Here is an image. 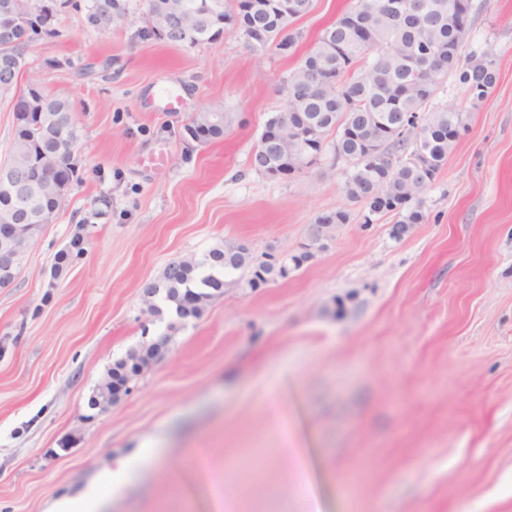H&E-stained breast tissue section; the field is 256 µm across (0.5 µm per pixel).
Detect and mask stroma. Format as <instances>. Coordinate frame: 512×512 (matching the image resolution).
Segmentation results:
<instances>
[{
  "label": "stroma",
  "mask_w": 512,
  "mask_h": 512,
  "mask_svg": "<svg viewBox=\"0 0 512 512\" xmlns=\"http://www.w3.org/2000/svg\"><path fill=\"white\" fill-rule=\"evenodd\" d=\"M119 3L124 27L98 31L90 0H65L28 53L75 106L79 170L0 288V512L105 477L106 512H512V0H472L462 52L492 54L497 81L481 101L452 74L437 87L464 129L399 238L396 215L365 223L332 152L286 180L250 167L284 77L352 0H314L285 55L230 27L172 46L144 36L141 0ZM162 84L184 111L155 108ZM216 107L223 136L193 141ZM337 209L347 222L320 227ZM79 224L83 256L54 273ZM218 244L310 258L255 290L225 272L199 319L142 314L171 261ZM161 334L129 395L90 408L114 361ZM140 445L136 478L116 477ZM250 448L259 473L227 472Z\"/></svg>",
  "instance_id": "35a3bbf8"
}]
</instances>
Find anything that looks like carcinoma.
I'll use <instances>...</instances> for the list:
<instances>
[{"mask_svg": "<svg viewBox=\"0 0 512 512\" xmlns=\"http://www.w3.org/2000/svg\"><path fill=\"white\" fill-rule=\"evenodd\" d=\"M290 0H145L147 14L161 16L168 11L192 13L189 26L175 46H195L218 39L224 21L237 17L234 26L246 47L254 53L275 49L293 50L303 33L293 24L303 15L286 8ZM417 21L410 27L396 22L386 8L387 0H354L350 9L326 26L311 44L300 63L285 80L283 103L266 122L262 138L272 140L279 128L288 143L282 159L269 147L267 160L275 163L271 176L288 177L304 169L309 156L320 157L325 141L311 142L303 136L301 122L313 123L322 132L336 131L334 154L350 163L344 190L351 202L368 207L365 223L390 212L402 213L404 205L416 203L430 187L445 164L456 140L459 117L446 108L426 111L440 79L459 72V80L481 101L496 81V66L487 53H472L461 61V49L469 33V19L458 13L459 0H416ZM27 0H0V22L13 13L23 16ZM88 23L94 28H117L124 16L116 11L115 0H91ZM52 20L36 15L20 27L16 42L0 48V102L12 112L31 111L30 120L16 123L5 166L28 167L32 177H41L47 162L61 165V176L70 181L77 174L64 155L57 154L55 129L74 113L72 102L51 96L43 109H28L34 86L45 78L32 73L27 80L24 59L29 47L44 35H52ZM415 132L413 142L408 134ZM381 147L396 152L394 168L387 172L368 165L370 150ZM56 215L61 202L53 186L27 200L0 182V214L19 211L23 205ZM84 254V237L73 234L69 244L56 256L54 272L59 273L71 258ZM310 258L305 252L291 262L257 261L251 255H237L232 248L217 246L194 262H170L150 287L160 291L167 306L175 308L179 320L200 318L214 297L224 294V272L246 269L247 284L255 289L278 278L285 279ZM136 349L116 360L107 380L122 379L140 370Z\"/></svg>", "mask_w": 512, "mask_h": 512, "instance_id": "carcinoma-1", "label": "carcinoma"}]
</instances>
